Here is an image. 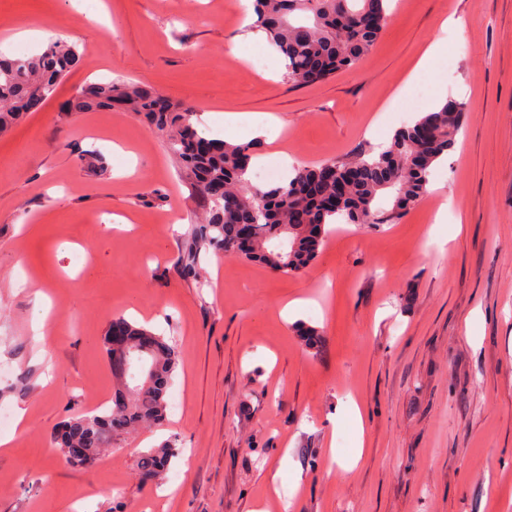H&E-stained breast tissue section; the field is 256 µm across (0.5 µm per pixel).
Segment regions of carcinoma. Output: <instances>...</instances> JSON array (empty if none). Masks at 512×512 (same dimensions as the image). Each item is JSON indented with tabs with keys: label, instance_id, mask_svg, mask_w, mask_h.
I'll return each instance as SVG.
<instances>
[{
	"label": "carcinoma",
	"instance_id": "cac0c4a2",
	"mask_svg": "<svg viewBox=\"0 0 512 512\" xmlns=\"http://www.w3.org/2000/svg\"><path fill=\"white\" fill-rule=\"evenodd\" d=\"M257 26L286 60V76L298 86L325 81L366 56L387 23L384 0H254ZM78 59L74 44L51 41L42 54L0 58V131L27 112L29 100H49ZM120 106L144 115L171 134L169 149L194 175L196 192L209 202L208 222L196 227L181 262L196 274L198 248L258 261L283 275L307 268L324 246L331 224H393L426 193L427 176L450 151L464 106L446 102L395 132L388 145L355 158H330L336 173L357 168L338 206L308 195L320 168L299 166L261 190L248 178L256 143L213 139L199 129L196 111L184 104L157 107L155 90L140 83H90L65 106L68 112ZM240 224L253 228L252 247L236 241ZM127 348L104 351L118 386L112 406L74 417L61 426L56 449L84 448L81 467L91 466L114 436L140 425L162 423L167 390L177 364L176 346L164 336L122 321ZM178 454L174 440L142 452L138 470L151 478Z\"/></svg>",
	"mask_w": 512,
	"mask_h": 512
}]
</instances>
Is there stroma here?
Instances as JSON below:
<instances>
[{
  "label": "stroma",
  "instance_id": "1",
  "mask_svg": "<svg viewBox=\"0 0 512 512\" xmlns=\"http://www.w3.org/2000/svg\"><path fill=\"white\" fill-rule=\"evenodd\" d=\"M236 3L0 0V54L13 28L31 30L30 55L54 36L79 53L0 133V408L28 411L0 429V512H512V0H397L370 55L303 87L268 43L241 41ZM439 38L436 68L416 73ZM122 80L190 104L219 138L225 113L241 115L239 140L274 116L261 161L307 166L369 151L438 95L466 112L436 192L398 223L337 225L297 275L208 248L187 276L207 205L165 133L132 112L61 109ZM293 299L317 349L281 315ZM118 317L177 343L167 417L75 468L52 436L111 404L103 338ZM170 438L178 456L141 481L140 451Z\"/></svg>",
  "mask_w": 512,
  "mask_h": 512
}]
</instances>
